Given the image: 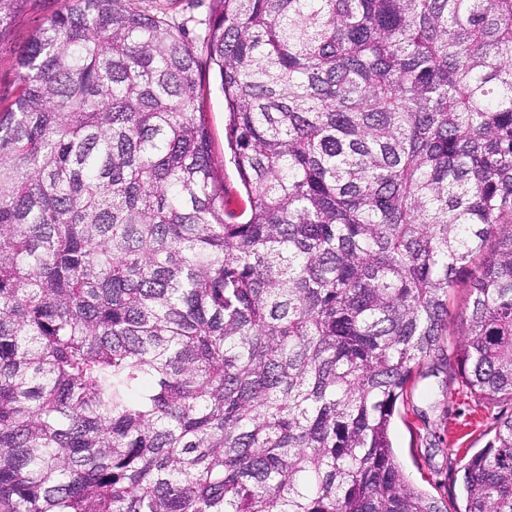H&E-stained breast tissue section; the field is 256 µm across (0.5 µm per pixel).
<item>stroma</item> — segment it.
<instances>
[{"mask_svg":"<svg viewBox=\"0 0 512 512\" xmlns=\"http://www.w3.org/2000/svg\"><path fill=\"white\" fill-rule=\"evenodd\" d=\"M61 0H25L10 34L0 41V98L13 96L20 80L16 57L33 29L59 9ZM203 109L211 133V149L218 174L229 193H239L240 179L224 155V97L218 81H211ZM409 404L399 406L392 423L395 454L409 481L442 500H451L448 462L483 448L494 435L498 418L512 415V402L489 406L449 385L440 367L429 364L414 375Z\"/></svg>","mask_w":512,"mask_h":512,"instance_id":"1","label":"stroma"}]
</instances>
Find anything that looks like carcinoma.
<instances>
[{
	"label": "carcinoma",
	"mask_w": 512,
	"mask_h": 512,
	"mask_svg": "<svg viewBox=\"0 0 512 512\" xmlns=\"http://www.w3.org/2000/svg\"><path fill=\"white\" fill-rule=\"evenodd\" d=\"M142 2L62 0L0 107V512H444L390 427L429 362L512 401V0ZM459 473L512 512V416ZM167 8L166 12L171 20L182 22L189 17L205 19L209 13L211 2L208 0L192 3L189 0H161ZM210 94L204 100L203 109L211 133V149L220 178H224V186L231 200L229 208L235 207V198L239 195L240 179L237 170L228 157H224V97L219 90V83L213 72L209 74ZM469 288L466 284H461L458 288H454L449 299V315H448V336H444L445 345L447 343H455L461 329L462 321L468 313Z\"/></svg>",
	"instance_id": "1"
}]
</instances>
